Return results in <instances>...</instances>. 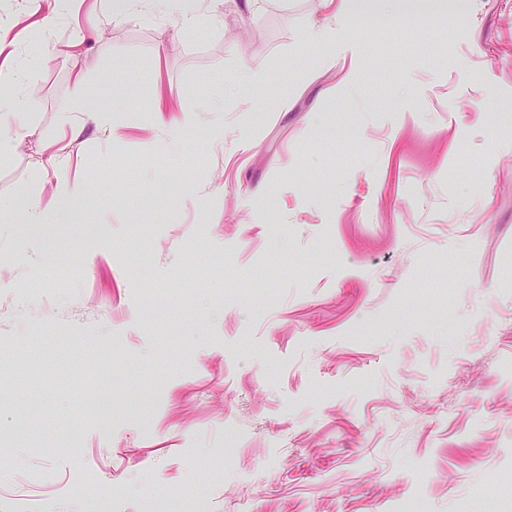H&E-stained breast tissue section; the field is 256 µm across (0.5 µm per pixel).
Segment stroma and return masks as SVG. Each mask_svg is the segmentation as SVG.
<instances>
[{
  "instance_id": "35a3bbf8",
  "label": "stroma",
  "mask_w": 512,
  "mask_h": 512,
  "mask_svg": "<svg viewBox=\"0 0 512 512\" xmlns=\"http://www.w3.org/2000/svg\"><path fill=\"white\" fill-rule=\"evenodd\" d=\"M48 5L0 0L24 77L0 109L35 128L0 162V212L53 207L74 125L88 196L0 223V512H501L512 0L420 23L205 0L192 28L78 0L42 34ZM253 60L265 84L241 81ZM173 90L187 127L156 121ZM77 95L124 102L113 133ZM54 212L50 213L38 204H31L20 211L16 224H48L53 218L61 215L66 206L74 201L79 194L86 190L85 185L72 182L67 176L65 167L58 168L53 173Z\"/></svg>"
}]
</instances>
